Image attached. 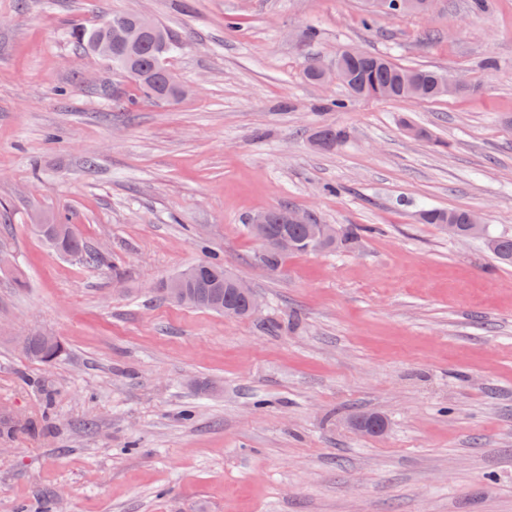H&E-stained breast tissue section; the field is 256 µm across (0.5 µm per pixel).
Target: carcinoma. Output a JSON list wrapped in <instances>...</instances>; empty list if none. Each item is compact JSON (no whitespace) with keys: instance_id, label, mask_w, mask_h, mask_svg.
Masks as SVG:
<instances>
[{"instance_id":"obj_1","label":"carcinoma","mask_w":512,"mask_h":512,"mask_svg":"<svg viewBox=\"0 0 512 512\" xmlns=\"http://www.w3.org/2000/svg\"><path fill=\"white\" fill-rule=\"evenodd\" d=\"M134 22V17L128 13H114L103 16L87 25L77 23L72 29L74 44L81 50L91 49L96 39H106L126 24ZM165 34L163 43H158L148 36L133 52L128 53L118 46H112V68L123 71L127 66L137 67L144 75L145 81L139 83V88L153 99H163L169 103L179 100L176 88L167 80L166 73L160 68L159 57L171 58L182 49V43L167 28H162ZM338 62L348 72L352 73L358 82V89L352 91L356 97L376 99L383 91L392 92V97L402 98L404 75L413 70L404 67L387 57L366 54L364 58H347L339 56ZM422 75L427 89H433L437 78L443 72L417 68L413 70ZM349 137V132L342 127L322 126L314 134V142L318 148L330 151L343 144ZM288 208L274 210L273 229L277 233L288 235L289 238L304 242L309 232L305 224H289L286 222ZM421 223L437 224L445 217H451L462 228H467L468 211L463 209H433L420 210ZM42 239L57 252L74 257L84 264L98 268L115 266L112 255L89 248L77 236L73 225L59 222L44 228L35 226ZM495 258L502 264H512V236H497ZM182 277L184 290L193 298L189 303L191 308H202L218 314L224 313V303L228 302L240 309L246 308V298L238 294L233 285L224 279V263L212 260L196 264L178 273ZM19 342L24 344L26 356L43 362L56 361L64 351V345L59 337L37 334L23 336Z\"/></svg>"}]
</instances>
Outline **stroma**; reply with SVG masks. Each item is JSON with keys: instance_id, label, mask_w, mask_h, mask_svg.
Segmentation results:
<instances>
[{"instance_id": "1", "label": "stroma", "mask_w": 512, "mask_h": 512, "mask_svg": "<svg viewBox=\"0 0 512 512\" xmlns=\"http://www.w3.org/2000/svg\"><path fill=\"white\" fill-rule=\"evenodd\" d=\"M100 11L169 28L188 94L138 97L76 51ZM349 47L467 89L307 81ZM325 124L349 132L328 152ZM285 205L378 231L272 272L247 224ZM425 206L512 235V0H0V408L25 424L0 436V512H512V266ZM55 219L116 268L48 247L33 224ZM210 258L260 297L250 318L158 300ZM39 332L53 363L18 349ZM468 210L463 209H433L423 208L419 211L421 215V223L423 224H439L444 217H451L455 224H440L441 230L448 234V237L459 240L467 241L474 237L486 236V224L482 222L480 217L474 212H471L468 216V233H461L459 224L463 229L467 228V215ZM18 343H23L28 358L51 363L56 361L64 351V345L58 336L37 334L22 336Z\"/></svg>"}]
</instances>
